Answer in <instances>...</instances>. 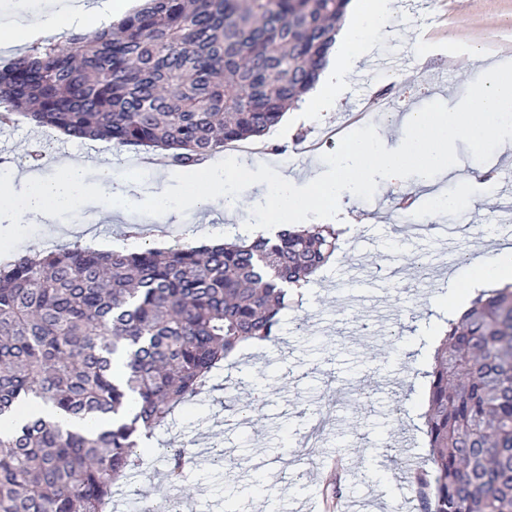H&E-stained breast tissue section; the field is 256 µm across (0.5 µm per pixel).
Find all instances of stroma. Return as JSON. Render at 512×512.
Masks as SVG:
<instances>
[{
	"mask_svg": "<svg viewBox=\"0 0 512 512\" xmlns=\"http://www.w3.org/2000/svg\"><path fill=\"white\" fill-rule=\"evenodd\" d=\"M477 51L512 69V0H396L392 35L376 39L369 51L384 58V68L360 64L335 110H287L279 126L252 139L255 154L227 150L221 157L264 163L270 177L296 167L305 177L329 175L348 136L394 146L403 112L454 108L480 81L467 63ZM35 142L47 147L40 170L48 177L64 157L92 164L111 158L130 202L108 222L85 221L80 209L60 212L48 224L20 222L0 237L1 261L75 241L103 250L232 242L254 237L265 220L266 185L259 182L232 217L217 207L206 222L186 208L179 223H163L153 194L162 187L178 197L182 168H171L162 186L145 166L143 148L74 141L25 120L0 128L2 156L22 158ZM456 156L469 177L489 171L498 186H512V165L497 141L458 143ZM419 182L413 168L398 191L373 180L357 210L331 215L346 226L343 243L302 298L282 310L279 344L243 345L214 372L207 392L176 407L151 440L148 473H133L114 488L119 512H134L160 493L188 496L200 512H301L302 503L320 499L317 475L339 454L348 471L345 497L359 512H400L412 496L406 461L429 452L422 414L434 355L427 346L434 327L449 317L448 288L465 286L473 258L512 246V225L503 222L512 198L483 197L477 185L472 205L434 214ZM403 193L416 195L427 225L402 222L396 202ZM436 224L454 226L448 247L439 246ZM228 386L242 408L232 417L224 410ZM257 386L266 389V404L252 409ZM180 446L196 462L171 485L162 476L164 451ZM225 448L233 450L235 465H214Z\"/></svg>",
	"mask_w": 512,
	"mask_h": 512,
	"instance_id": "obj_1",
	"label": "stroma"
}]
</instances>
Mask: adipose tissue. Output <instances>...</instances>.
Here are the masks:
<instances>
[{
  "mask_svg": "<svg viewBox=\"0 0 512 512\" xmlns=\"http://www.w3.org/2000/svg\"><path fill=\"white\" fill-rule=\"evenodd\" d=\"M128 0H0V8L9 11L11 20H0V47L7 49L35 37L48 38L74 28L110 24L120 17ZM394 0H355L354 10L340 29L334 59L323 70L309 97L318 111L336 107L345 79L368 52L372 38L391 31ZM481 83L454 112L409 110L402 114L403 131L399 148L392 149L374 139L350 137L335 159L331 176L308 179L296 185L288 172L278 173L265 199L269 221L273 224H300L308 213L331 214L346 211L348 188L362 190L372 175H380L389 185L401 182L407 167H416L425 185L451 166L453 147L465 139L479 145L486 140L498 142L502 150L512 149V74L496 64L480 67ZM55 178L46 179L36 172H24L25 189L14 194L12 180L0 181V227L9 228L18 215L50 219L70 208L106 205L118 208L125 198L122 186L112 180L111 165L96 169L97 179L88 182L85 161L60 162ZM263 173L262 168L232 167L208 160L183 178L180 197L171 198L158 191L153 205L161 217L177 215L183 206L205 210L216 199H223L226 213L246 204V190ZM512 284V248L497 250L492 261L478 263L466 290L448 292L449 304L466 305L469 296L488 288Z\"/></svg>",
  "mask_w": 512,
  "mask_h": 512,
  "instance_id": "ef3b65f1",
  "label": "adipose tissue"
}]
</instances>
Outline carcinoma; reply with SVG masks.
<instances>
[{"label": "carcinoma", "mask_w": 512, "mask_h": 512, "mask_svg": "<svg viewBox=\"0 0 512 512\" xmlns=\"http://www.w3.org/2000/svg\"><path fill=\"white\" fill-rule=\"evenodd\" d=\"M350 0H145L115 26L31 44L0 64V125L23 116L72 140L170 151L193 167L265 135L325 65ZM332 224L275 238L104 251L78 242L0 262V512H106L146 462L143 438L203 393L243 343H279V312L339 249ZM430 378V452L410 467L417 512H512V284L481 292ZM168 478L192 453L171 448ZM343 473L322 484L342 498Z\"/></svg>", "instance_id": "carcinoma-1"}]
</instances>
